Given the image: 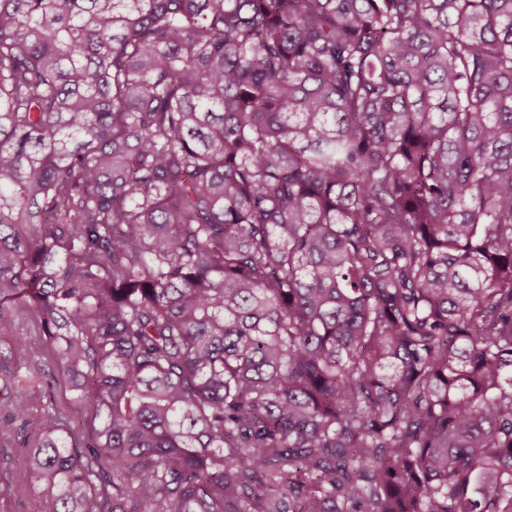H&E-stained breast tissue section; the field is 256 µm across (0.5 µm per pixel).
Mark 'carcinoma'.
<instances>
[{"instance_id":"cac0c4a2","label":"carcinoma","mask_w":512,"mask_h":512,"mask_svg":"<svg viewBox=\"0 0 512 512\" xmlns=\"http://www.w3.org/2000/svg\"><path fill=\"white\" fill-rule=\"evenodd\" d=\"M38 512H512V0H0V331ZM50 394L53 395L56 404L70 417L74 426H80L85 432H89V425L85 416L77 409L70 405L69 393L59 384H55Z\"/></svg>"}]
</instances>
